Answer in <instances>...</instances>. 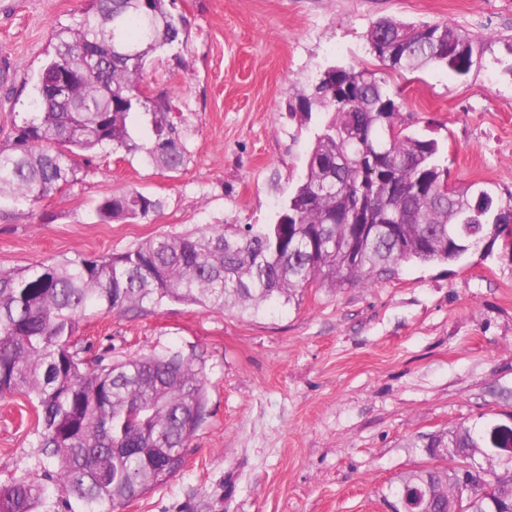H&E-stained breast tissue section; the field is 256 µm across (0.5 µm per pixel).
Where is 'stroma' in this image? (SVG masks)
<instances>
[{"mask_svg": "<svg viewBox=\"0 0 512 512\" xmlns=\"http://www.w3.org/2000/svg\"><path fill=\"white\" fill-rule=\"evenodd\" d=\"M186 43L163 48L146 80L188 125L176 173L103 148L73 183L0 214V270L109 256L162 232L270 224L305 171L313 129L287 103L320 71H376L401 87L409 131L438 140L450 180L512 191V0H177ZM85 0H0V144L21 125L53 33ZM395 18L460 27L488 49L460 75L402 77L367 43ZM136 189L162 208L104 224L103 197ZM82 358L165 350L206 360L207 417L185 464L119 512H384L399 479L433 465L428 438L512 414V232L460 260L407 263L366 286L309 288L298 303L239 314L163 301L94 313ZM27 396L0 399V487L37 466Z\"/></svg>", "mask_w": 512, "mask_h": 512, "instance_id": "obj_1", "label": "stroma"}]
</instances>
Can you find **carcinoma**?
I'll use <instances>...</instances> for the list:
<instances>
[{"label":"carcinoma","instance_id":"carcinoma-1","mask_svg":"<svg viewBox=\"0 0 512 512\" xmlns=\"http://www.w3.org/2000/svg\"><path fill=\"white\" fill-rule=\"evenodd\" d=\"M187 23L176 0H88L75 28L56 30L37 71L31 116L0 146V208L44 200L74 181L99 147L143 153L175 172L187 161L184 120L172 97L149 94L148 58L182 42ZM371 52L388 69L411 74L454 65L483 44L458 27L372 23ZM87 77L64 99L48 92L62 70ZM398 90L368 69L329 66L311 91L288 102V117L325 120L306 172L272 224H221L193 234H157L120 254H79L0 272V395L24 392L35 410L38 467L0 489V512H114L183 466V450L206 416V360L169 350L92 365L72 337L87 313L125 312L174 300L259 313L289 305L317 284L368 285L405 263L456 261L508 231L512 206L495 184H448L437 140L407 133ZM142 114L150 137L139 143L130 117ZM161 201L138 190L103 198L101 222L147 219ZM492 423H463L429 438L453 448V466L413 471L400 486L421 492L418 508L448 512L459 496L455 472L482 448ZM512 459L484 458L474 495Z\"/></svg>","mask_w":512,"mask_h":512}]
</instances>
